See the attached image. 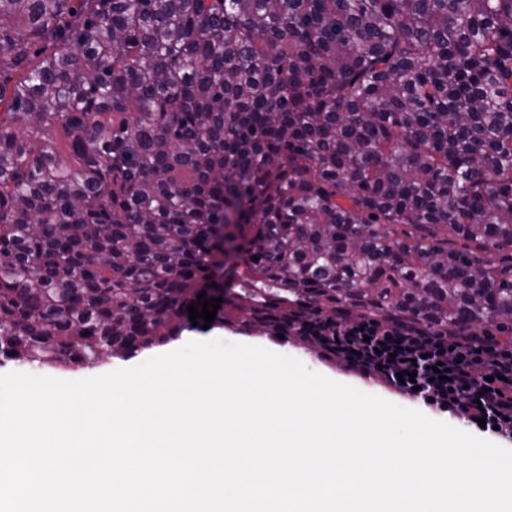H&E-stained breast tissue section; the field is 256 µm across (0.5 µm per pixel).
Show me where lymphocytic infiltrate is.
<instances>
[{
    "instance_id": "f902f5d3",
    "label": "lymphocytic infiltrate",
    "mask_w": 512,
    "mask_h": 512,
    "mask_svg": "<svg viewBox=\"0 0 512 512\" xmlns=\"http://www.w3.org/2000/svg\"><path fill=\"white\" fill-rule=\"evenodd\" d=\"M293 332L318 356L362 379L425 403L432 412L512 440V340L435 333L407 322L355 317L298 324ZM449 380L435 378L436 364ZM414 382L399 383L403 371Z\"/></svg>"
}]
</instances>
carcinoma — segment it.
I'll use <instances>...</instances> for the list:
<instances>
[{
	"label": "carcinoma",
	"mask_w": 512,
	"mask_h": 512,
	"mask_svg": "<svg viewBox=\"0 0 512 512\" xmlns=\"http://www.w3.org/2000/svg\"><path fill=\"white\" fill-rule=\"evenodd\" d=\"M228 247L277 336L512 335V0H0V366L167 340Z\"/></svg>",
	"instance_id": "carcinoma-1"
}]
</instances>
